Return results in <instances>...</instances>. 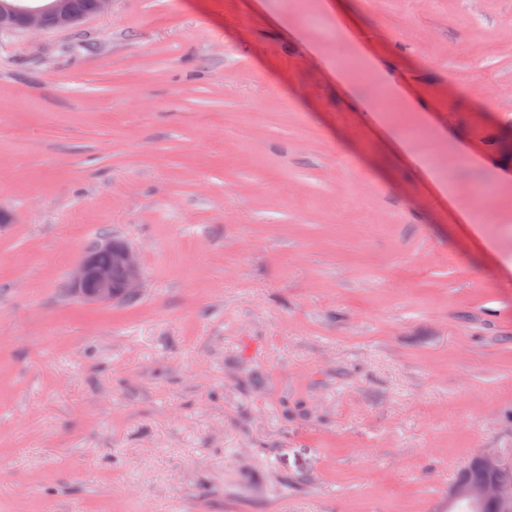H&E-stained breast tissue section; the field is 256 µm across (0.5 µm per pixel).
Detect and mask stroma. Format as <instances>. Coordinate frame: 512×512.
<instances>
[{"mask_svg":"<svg viewBox=\"0 0 512 512\" xmlns=\"http://www.w3.org/2000/svg\"><path fill=\"white\" fill-rule=\"evenodd\" d=\"M0 208V512H444L512 462V0L0 30ZM104 236L133 299L68 290Z\"/></svg>","mask_w":512,"mask_h":512,"instance_id":"1","label":"stroma"}]
</instances>
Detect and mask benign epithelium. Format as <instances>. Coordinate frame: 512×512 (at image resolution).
Returning <instances> with one entry per match:
<instances>
[{
  "label": "benign epithelium",
  "mask_w": 512,
  "mask_h": 512,
  "mask_svg": "<svg viewBox=\"0 0 512 512\" xmlns=\"http://www.w3.org/2000/svg\"><path fill=\"white\" fill-rule=\"evenodd\" d=\"M75 21L66 0H45L43 4H34L32 0H0L1 30H68ZM96 248L110 252L112 263H98L94 255ZM96 248L86 250L78 261L69 284L71 293L96 304H110L137 296L141 288V270L129 246L104 238ZM461 498L478 502L490 500L499 506L500 512H512V483L491 479L452 484L448 488V505Z\"/></svg>",
  "instance_id": "obj_1"
}]
</instances>
